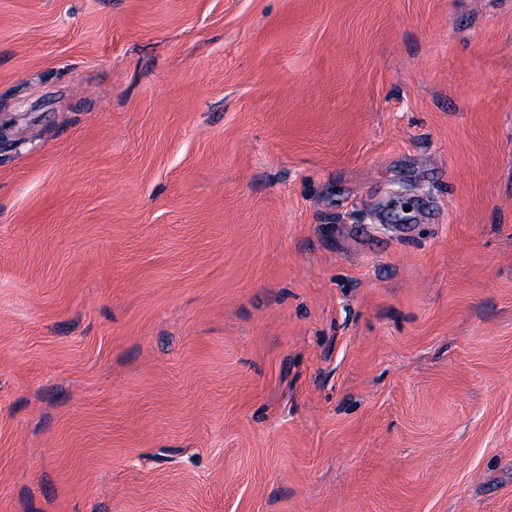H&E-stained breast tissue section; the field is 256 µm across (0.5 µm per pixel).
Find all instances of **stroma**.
Instances as JSON below:
<instances>
[{"label":"stroma","mask_w":512,"mask_h":512,"mask_svg":"<svg viewBox=\"0 0 512 512\" xmlns=\"http://www.w3.org/2000/svg\"><path fill=\"white\" fill-rule=\"evenodd\" d=\"M0 512H512V0H0Z\"/></svg>","instance_id":"1"}]
</instances>
